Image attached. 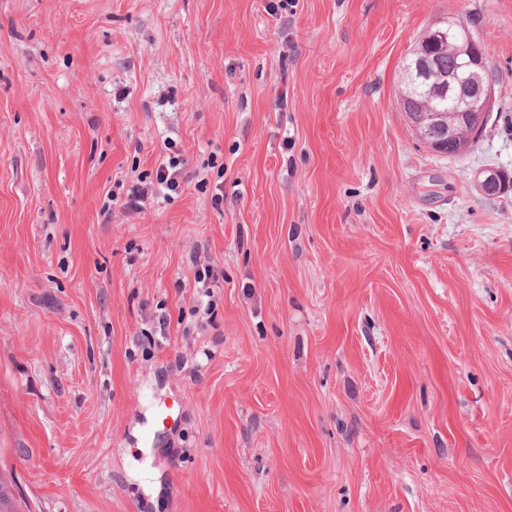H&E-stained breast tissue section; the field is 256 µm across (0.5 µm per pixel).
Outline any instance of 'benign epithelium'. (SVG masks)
<instances>
[{
    "label": "benign epithelium",
    "mask_w": 512,
    "mask_h": 512,
    "mask_svg": "<svg viewBox=\"0 0 512 512\" xmlns=\"http://www.w3.org/2000/svg\"><path fill=\"white\" fill-rule=\"evenodd\" d=\"M451 26L458 37L449 38L444 28L428 30L414 56L405 62L404 70L412 84L428 86V100L446 99L449 103L446 112L426 105L413 123L417 137L436 152L461 154L480 139L495 92L487 79L489 63L482 41L464 21L454 20ZM447 52L460 58L462 70L443 74L437 69L436 56ZM477 182L485 194L497 193L505 186L503 175L493 168L481 171Z\"/></svg>",
    "instance_id": "1"
}]
</instances>
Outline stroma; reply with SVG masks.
I'll use <instances>...</instances> for the list:
<instances>
[{
  "label": "stroma",
  "instance_id": "35a3bbf8",
  "mask_svg": "<svg viewBox=\"0 0 512 512\" xmlns=\"http://www.w3.org/2000/svg\"><path fill=\"white\" fill-rule=\"evenodd\" d=\"M457 18L496 102L448 157L399 89ZM172 150L176 188L123 212ZM486 168L512 177V0H0L23 512H512V189Z\"/></svg>",
  "mask_w": 512,
  "mask_h": 512
}]
</instances>
